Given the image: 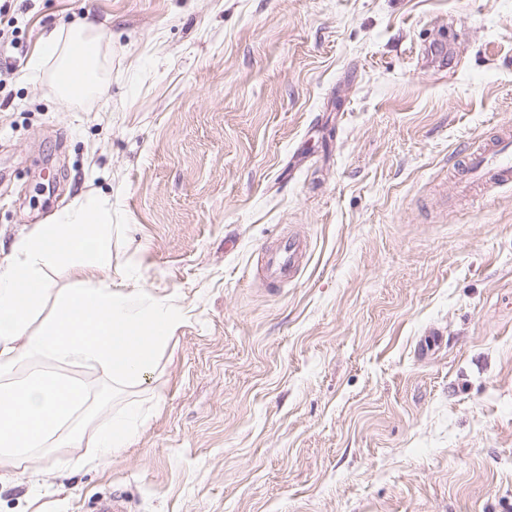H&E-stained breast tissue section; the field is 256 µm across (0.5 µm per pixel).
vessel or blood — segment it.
I'll use <instances>...</instances> for the list:
<instances>
[{
    "label": "vessel or blood",
    "instance_id": "1",
    "mask_svg": "<svg viewBox=\"0 0 512 512\" xmlns=\"http://www.w3.org/2000/svg\"><path fill=\"white\" fill-rule=\"evenodd\" d=\"M462 181L468 187H512V133L503 132L492 147L477 146L466 152ZM304 250L302 239L283 235L276 247L264 252L266 278L278 282L290 277Z\"/></svg>",
    "mask_w": 512,
    "mask_h": 512
}]
</instances>
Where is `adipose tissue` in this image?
<instances>
[{"label":"adipose tissue","mask_w":512,"mask_h":512,"mask_svg":"<svg viewBox=\"0 0 512 512\" xmlns=\"http://www.w3.org/2000/svg\"><path fill=\"white\" fill-rule=\"evenodd\" d=\"M103 34L94 24H70L65 34L44 37L29 64L38 73L54 62L55 91L65 99L100 94ZM112 200L86 192L51 223L18 241L0 267V464L16 466L69 443H86L98 461L130 446L138 433L137 409L84 436L76 419L89 394L50 371L53 363L100 370L122 391L151 379L157 357L185 317L171 299L141 288H116L104 277L112 266ZM70 269L69 287L58 288L48 270ZM49 317H42L45 305ZM35 370L17 379L21 361Z\"/></svg>","instance_id":"adipose-tissue-1"}]
</instances>
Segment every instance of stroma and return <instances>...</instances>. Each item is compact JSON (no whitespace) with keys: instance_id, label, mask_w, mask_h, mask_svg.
Returning <instances> with one entry per match:
<instances>
[{"instance_id":"1","label":"stroma","mask_w":512,"mask_h":512,"mask_svg":"<svg viewBox=\"0 0 512 512\" xmlns=\"http://www.w3.org/2000/svg\"><path fill=\"white\" fill-rule=\"evenodd\" d=\"M0 50V265L84 192L112 266L186 317L149 384L91 368L102 464L0 465V512H512V188L462 200L468 145L512 127V0H34ZM101 27L102 95L25 73ZM449 45L448 74L422 45ZM306 242L261 284L266 244ZM436 345L425 358L416 347ZM137 417V408H130L112 417L111 424L96 430L88 438L86 448H93L91 452L100 462L120 453L130 446L138 433Z\"/></svg>"}]
</instances>
